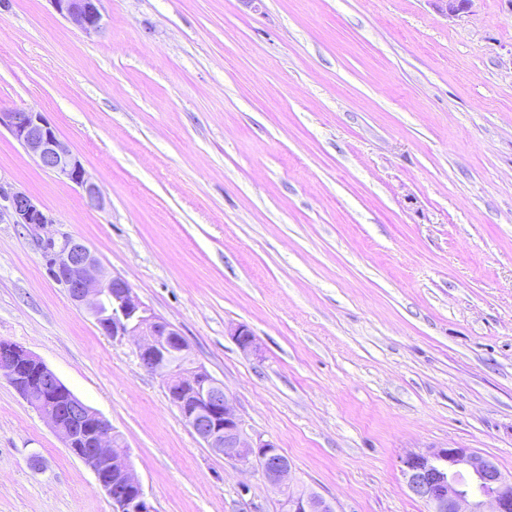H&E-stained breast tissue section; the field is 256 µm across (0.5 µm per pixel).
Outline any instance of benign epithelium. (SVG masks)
Masks as SVG:
<instances>
[{"label": "benign epithelium", "mask_w": 512, "mask_h": 512, "mask_svg": "<svg viewBox=\"0 0 512 512\" xmlns=\"http://www.w3.org/2000/svg\"><path fill=\"white\" fill-rule=\"evenodd\" d=\"M55 11L84 32L102 26L101 0H50ZM447 15L465 12L471 0H428ZM13 137L39 165L82 190L89 207L104 200L80 160L59 138L40 112L0 108V128ZM0 221L37 236L51 278L70 299L86 308L101 330L114 339H135L141 366L162 378L171 401L193 432L213 453L241 466L258 463L267 484L283 491L292 465L280 448L260 435L247 433L234 399L223 383L201 365L173 366L176 356L191 357L179 330L156 316L120 275L102 274L100 260L81 239L63 234L40 236L53 216L29 193L0 186ZM237 345L257 349L249 328L232 333ZM0 374L62 438L65 445L95 474L98 486L112 500L113 512H156L132 466L119 450V438L102 415L79 398L39 357L10 342L0 344ZM406 488L430 512H512V478L469 448H431L401 459ZM282 512H334L320 496L284 495Z\"/></svg>", "instance_id": "7a95c632"}]
</instances>
